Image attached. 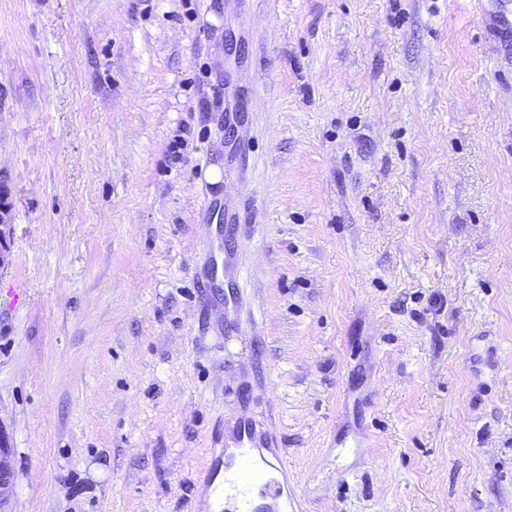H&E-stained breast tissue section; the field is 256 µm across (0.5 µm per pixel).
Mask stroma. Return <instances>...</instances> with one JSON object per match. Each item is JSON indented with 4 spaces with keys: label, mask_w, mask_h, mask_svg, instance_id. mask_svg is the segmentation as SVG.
I'll return each mask as SVG.
<instances>
[{
    "label": "stroma",
    "mask_w": 512,
    "mask_h": 512,
    "mask_svg": "<svg viewBox=\"0 0 512 512\" xmlns=\"http://www.w3.org/2000/svg\"><path fill=\"white\" fill-rule=\"evenodd\" d=\"M495 10L0 0L12 512H209L242 415L284 449L299 512H512Z\"/></svg>",
    "instance_id": "1"
}]
</instances>
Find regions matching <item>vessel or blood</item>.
<instances>
[{"label": "vessel or blood", "mask_w": 512, "mask_h": 512, "mask_svg": "<svg viewBox=\"0 0 512 512\" xmlns=\"http://www.w3.org/2000/svg\"><path fill=\"white\" fill-rule=\"evenodd\" d=\"M277 440L248 416L226 419L222 477L211 486L213 512H294Z\"/></svg>", "instance_id": "1"}]
</instances>
